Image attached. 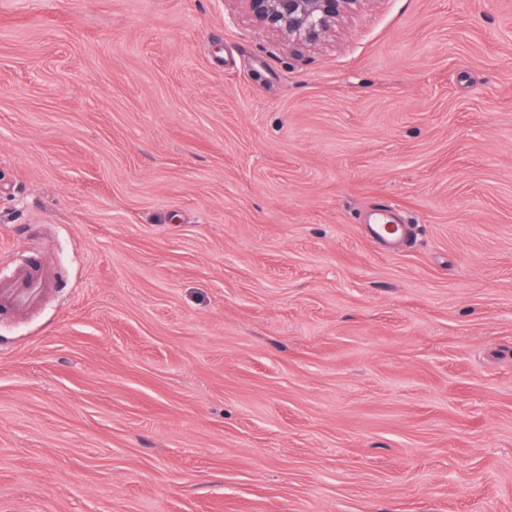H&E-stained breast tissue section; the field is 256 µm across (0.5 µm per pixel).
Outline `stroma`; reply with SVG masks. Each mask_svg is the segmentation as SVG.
I'll return each mask as SVG.
<instances>
[{"label": "stroma", "instance_id": "obj_1", "mask_svg": "<svg viewBox=\"0 0 512 512\" xmlns=\"http://www.w3.org/2000/svg\"><path fill=\"white\" fill-rule=\"evenodd\" d=\"M415 226L386 252L360 217ZM0 512H512V0H0ZM258 30L283 40L293 53L325 43L336 25L366 0H239ZM52 288L51 269L41 254L30 253L8 275L0 277V321L36 309Z\"/></svg>", "mask_w": 512, "mask_h": 512}]
</instances>
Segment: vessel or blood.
Wrapping results in <instances>:
<instances>
[{"instance_id":"b4317fda","label":"vessel or blood","mask_w":512,"mask_h":512,"mask_svg":"<svg viewBox=\"0 0 512 512\" xmlns=\"http://www.w3.org/2000/svg\"><path fill=\"white\" fill-rule=\"evenodd\" d=\"M391 207H381L366 225V234L374 242L394 249L407 243L411 236L408 224L394 220ZM55 286L51 269L42 255L30 253L13 270L0 277V320L36 309L42 298Z\"/></svg>"}]
</instances>
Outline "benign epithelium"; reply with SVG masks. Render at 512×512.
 I'll return each mask as SVG.
<instances>
[{"mask_svg":"<svg viewBox=\"0 0 512 512\" xmlns=\"http://www.w3.org/2000/svg\"><path fill=\"white\" fill-rule=\"evenodd\" d=\"M258 30L297 54L325 43L336 25L365 0H239Z\"/></svg>","mask_w":512,"mask_h":512,"instance_id":"1","label":"benign epithelium"}]
</instances>
